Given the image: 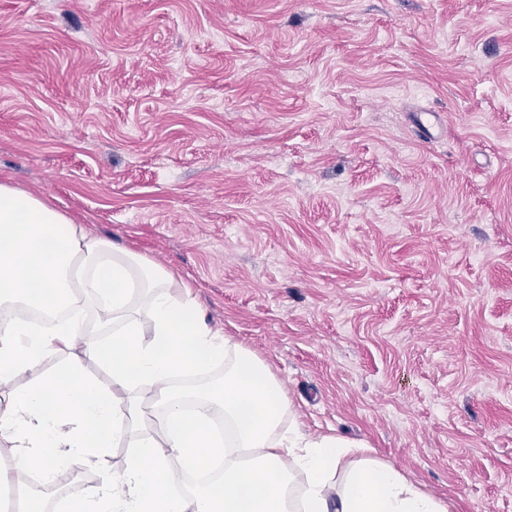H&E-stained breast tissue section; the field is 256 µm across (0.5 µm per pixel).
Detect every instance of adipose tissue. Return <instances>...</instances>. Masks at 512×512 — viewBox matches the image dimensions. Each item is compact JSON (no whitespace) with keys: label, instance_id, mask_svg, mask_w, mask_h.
Returning a JSON list of instances; mask_svg holds the SVG:
<instances>
[{"label":"adipose tissue","instance_id":"obj_1","mask_svg":"<svg viewBox=\"0 0 512 512\" xmlns=\"http://www.w3.org/2000/svg\"><path fill=\"white\" fill-rule=\"evenodd\" d=\"M172 275L110 242L41 198L0 181V310L28 306L43 322L0 323V487L37 472L61 485L70 466L101 480L67 499L66 512H447L394 466L363 457L338 435L287 428L280 381L250 352L209 328ZM143 305L147 320L135 307ZM95 310L90 330L79 308ZM81 357H73V347ZM57 364L41 371L49 359ZM107 368L111 388L86 371ZM223 365L195 389L187 412L174 378ZM128 442L123 467L108 466ZM224 457L220 483L178 492L180 470Z\"/></svg>","mask_w":512,"mask_h":512}]
</instances>
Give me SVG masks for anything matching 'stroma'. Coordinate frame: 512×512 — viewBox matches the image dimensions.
<instances>
[{
    "label": "stroma",
    "mask_w": 512,
    "mask_h": 512,
    "mask_svg": "<svg viewBox=\"0 0 512 512\" xmlns=\"http://www.w3.org/2000/svg\"><path fill=\"white\" fill-rule=\"evenodd\" d=\"M0 177L173 273L305 435L512 512V0H0Z\"/></svg>",
    "instance_id": "1"
}]
</instances>
